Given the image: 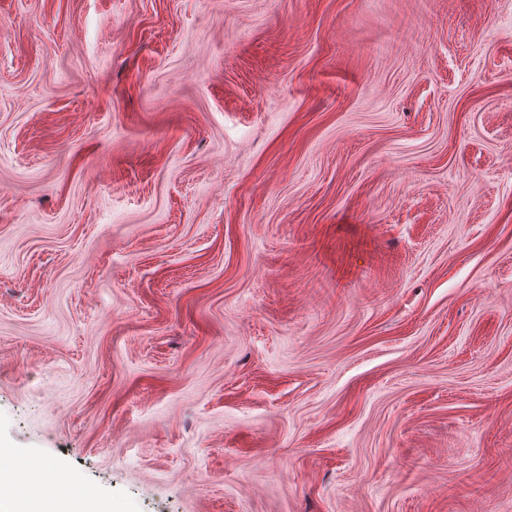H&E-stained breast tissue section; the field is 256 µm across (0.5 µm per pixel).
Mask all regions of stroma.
Masks as SVG:
<instances>
[{
  "label": "stroma",
  "instance_id": "35a3bbf8",
  "mask_svg": "<svg viewBox=\"0 0 512 512\" xmlns=\"http://www.w3.org/2000/svg\"><path fill=\"white\" fill-rule=\"evenodd\" d=\"M0 512H512V0H0Z\"/></svg>",
  "mask_w": 512,
  "mask_h": 512
}]
</instances>
